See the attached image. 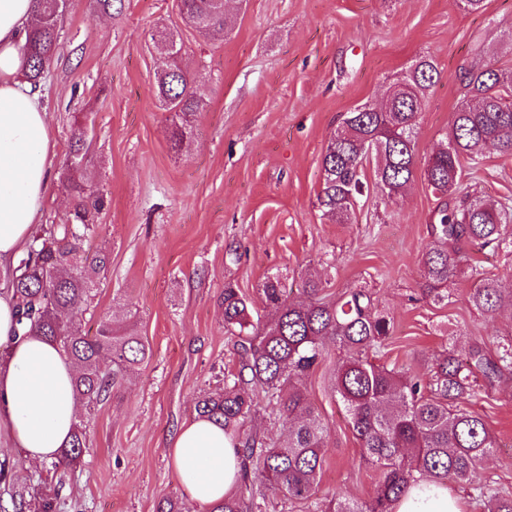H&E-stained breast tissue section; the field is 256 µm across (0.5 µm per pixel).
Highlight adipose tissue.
<instances>
[{
  "label": "adipose tissue",
  "mask_w": 512,
  "mask_h": 512,
  "mask_svg": "<svg viewBox=\"0 0 512 512\" xmlns=\"http://www.w3.org/2000/svg\"><path fill=\"white\" fill-rule=\"evenodd\" d=\"M31 0H0V266L16 263L30 242L50 184L52 148L49 114L40 90L24 77L26 35L32 28ZM15 310L0 292V427L34 463L56 457L78 417L74 364L50 342L15 334ZM169 463L185 494L210 506L236 484L238 459L219 425L193 418L176 434ZM396 512H461L446 487H413Z\"/></svg>",
  "instance_id": "ef3b65f1"
}]
</instances>
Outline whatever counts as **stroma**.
I'll return each instance as SVG.
<instances>
[{
    "label": "stroma",
    "mask_w": 512,
    "mask_h": 512,
    "mask_svg": "<svg viewBox=\"0 0 512 512\" xmlns=\"http://www.w3.org/2000/svg\"><path fill=\"white\" fill-rule=\"evenodd\" d=\"M230 30L212 36L188 25L177 0H70L61 45L41 88L53 134L54 181L41 223H63L71 204L61 178L74 122L89 145L82 160L106 206L92 247L108 257L82 326L133 317L151 350L120 401L82 409L90 449L50 480L56 512H155L183 497L167 450L195 414L198 397L222 387L237 366L219 296L239 288L266 317L261 288L279 276L290 298L307 275L328 298L365 289L394 322L375 363L429 373L436 356L464 354L476 342L512 340V308L487 318L470 306L472 280L448 283L447 305L420 291L419 257L430 244L437 201L415 179L396 203L370 186L350 223L317 203L321 160L341 117L381 104L419 58L441 77L429 90L417 142L426 156L464 97L462 76L481 63L512 71V0H484L468 13L452 0H226ZM177 32L179 61L204 96L181 149L169 141L170 115L152 92L158 30ZM466 192L512 202V155L491 154L469 169ZM348 351L329 343L302 388L327 427L318 501L334 494L367 501L374 470L363 458L331 378ZM465 409L479 414L499 443L480 477L512 494V375L477 388Z\"/></svg>",
    "instance_id": "stroma-1"
}]
</instances>
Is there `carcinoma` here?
Masks as SVG:
<instances>
[{
    "label": "carcinoma",
    "instance_id": "carcinoma-1",
    "mask_svg": "<svg viewBox=\"0 0 512 512\" xmlns=\"http://www.w3.org/2000/svg\"><path fill=\"white\" fill-rule=\"evenodd\" d=\"M36 23L29 31L25 79L41 86L55 54L59 0H32ZM180 12L192 25L222 34L227 14L220 0H179ZM172 38H159L161 56L155 97L173 113L171 141L180 147L192 130V119L203 99L177 61L168 60ZM439 78L437 66L423 58L391 86L385 107L348 112L336 128L321 161L317 195L324 215L338 224L350 223L363 195V143L373 146L379 160L376 187L394 202L418 176L438 200L429 219L433 239L421 255L423 294L436 303L448 300V279L467 262L463 245L494 252H512V237L503 227L512 223V207L472 196L462 189L466 165L474 166L491 152L512 155V71L492 65L463 75L466 93L453 112L449 128L422 161L417 156L419 117L426 91ZM80 161L69 166L63 187L70 198L71 218L64 224L35 228L27 252L7 277L16 302L17 331L41 336L72 360L76 398L94 406L106 398H122L134 370L150 355L135 325L104 319L88 335L79 316L89 306L100 273L108 264L102 251L90 252L104 194L79 173ZM476 278L468 293L470 305L494 317L512 307V282L471 270ZM262 295L270 318L253 319L251 305L232 285L224 286V330L236 337L238 371L224 387L203 394L197 415L224 427L238 449L240 476L236 490L209 512H267L268 492L284 501L307 505L306 512H395L396 502L423 479L438 484L470 483L498 443L484 419L462 407L474 394V383L491 387L512 372V342L491 349L471 347L465 357L450 353L438 358L428 376H408L377 365L368 352L385 347L392 319L378 310L362 288H351L339 300L323 296L324 285L305 280L306 299L292 301L281 280L269 276ZM337 342L350 355L336 366L332 392L340 399L363 457L376 471L374 496L358 503L333 498L323 507L313 500L323 468L325 427L301 387L303 378L321 363L327 342ZM268 400L270 414L288 426V441L275 445L244 425L255 412V399ZM87 432L77 423L68 446L50 462L56 471L79 462L87 452ZM484 512H512V494L493 482L478 486ZM38 501L40 512H54L53 497L40 485L22 489L12 500L23 512L25 497ZM156 512H192L181 498H166Z\"/></svg>",
    "mask_w": 512,
    "mask_h": 512
}]
</instances>
